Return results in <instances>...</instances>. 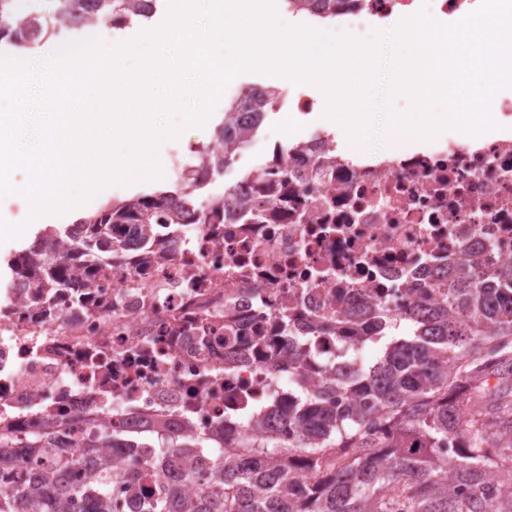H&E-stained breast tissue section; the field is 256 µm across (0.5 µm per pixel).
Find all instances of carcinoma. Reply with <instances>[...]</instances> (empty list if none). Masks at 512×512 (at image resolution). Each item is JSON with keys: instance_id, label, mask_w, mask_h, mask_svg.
Instances as JSON below:
<instances>
[{"instance_id": "1", "label": "carcinoma", "mask_w": 512, "mask_h": 512, "mask_svg": "<svg viewBox=\"0 0 512 512\" xmlns=\"http://www.w3.org/2000/svg\"><path fill=\"white\" fill-rule=\"evenodd\" d=\"M50 2L47 11L21 15L15 0H0V42L30 49L63 30L121 29L150 19L159 0H99L85 22L82 0ZM237 108L224 106L211 142L179 167L174 189L108 200L79 220L84 239L69 248L54 246L69 231L46 226L36 244L10 258L12 273L38 275L49 288H86L95 261L112 250L117 224H139L147 238L156 224L224 223L230 190L219 199L193 194L207 171L232 163L233 155L211 143L225 140ZM72 251L84 260L78 272ZM375 319L380 328L364 345L379 342L394 321L382 309ZM404 321L412 337L392 339L374 365L333 373L313 392L298 388L288 408L256 414L258 426L294 431L288 443L250 439L226 449L203 432L168 438L162 454L191 453L215 480L183 505L179 485H158L143 512H512V263L460 267L440 306ZM118 437L105 429L73 439L71 451L54 432L23 444L1 438L0 466L21 447L33 449L39 464L35 473L5 470L10 489L0 492V512H122L112 499V463L83 484L65 478L78 468L80 449L113 448ZM298 464L310 472L302 485L294 480Z\"/></svg>"}]
</instances>
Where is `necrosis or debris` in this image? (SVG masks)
<instances>
[{"mask_svg":"<svg viewBox=\"0 0 512 512\" xmlns=\"http://www.w3.org/2000/svg\"><path fill=\"white\" fill-rule=\"evenodd\" d=\"M402 7L444 24L476 0H353L336 19L361 37ZM257 93L287 114L320 106L295 83ZM492 112L497 127L480 141L453 130L402 153L344 149L313 127L288 153L264 158L265 181H233L223 223L161 225L148 241L133 225L115 226L90 287L53 289L43 308L39 278L8 277L0 436L59 424L73 435L109 427L138 440L81 463L138 466L140 486L112 483L124 512H142L144 489L160 481L197 491L210 471L187 481L185 461L158 459L155 422L239 438L246 411L287 406L288 358L314 325L327 327L308 366L317 383L336 323L371 335L368 307H435L463 264L512 262V90L496 93Z\"/></svg>","mask_w":512,"mask_h":512,"instance_id":"necrosis-or-debris-1","label":"necrosis or debris"}]
</instances>
